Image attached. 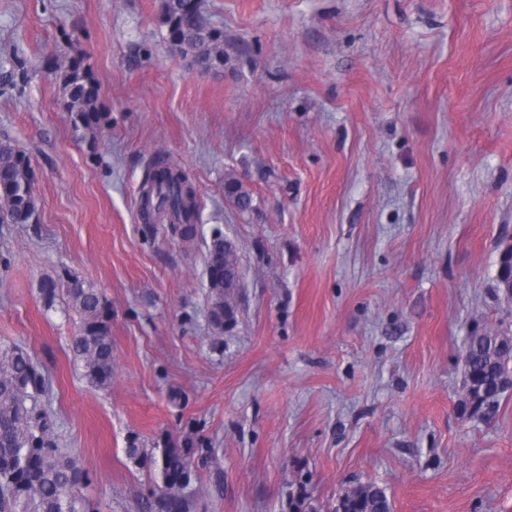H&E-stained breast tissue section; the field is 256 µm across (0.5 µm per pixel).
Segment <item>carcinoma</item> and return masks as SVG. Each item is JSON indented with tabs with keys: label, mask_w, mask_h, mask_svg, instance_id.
<instances>
[{
	"label": "carcinoma",
	"mask_w": 512,
	"mask_h": 512,
	"mask_svg": "<svg viewBox=\"0 0 512 512\" xmlns=\"http://www.w3.org/2000/svg\"><path fill=\"white\" fill-rule=\"evenodd\" d=\"M177 0H165L170 44L191 56L200 66L209 61L224 62V33L208 25L202 14H179ZM66 95L63 105L75 130L93 137L107 122V113L98 105L99 85L79 58L62 65ZM191 182L176 166L158 159L142 190L141 214L167 219L173 234L189 239L196 233L200 205ZM33 170L25 154L8 140L0 141V202L5 208L1 221L29 224L35 215ZM225 194L242 211L251 207L252 198L242 183L233 179L225 184ZM208 267L222 273L209 279L213 293L211 317L224 324V281L230 292L240 285L239 264L232 251L224 250V239L213 240L208 251ZM48 308L67 298L79 315L77 330L70 338V350L82 363L84 377L99 388L112 384V307L91 285L65 271L45 279L40 288ZM465 375L463 403L474 406L473 414L484 421L498 411L503 391L499 383L512 379V340L497 346V337L486 333L468 338L464 349ZM48 395L45 378L31 355L17 345L0 346V512H92L84 493L88 472L67 451L59 448L46 413L37 409L35 395ZM197 448L170 441L160 449V457L131 446L128 455L141 462L161 464L162 486L149 502L154 512H188L182 482L197 479L199 464L208 455L195 457ZM347 512H391L385 490L372 484L359 485V492L346 496Z\"/></svg>",
	"instance_id": "carcinoma-1"
}]
</instances>
